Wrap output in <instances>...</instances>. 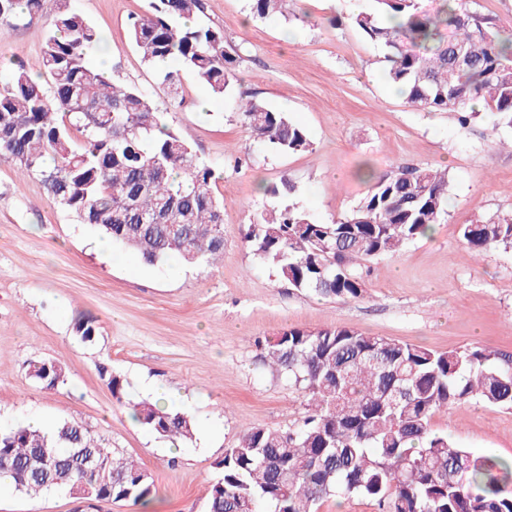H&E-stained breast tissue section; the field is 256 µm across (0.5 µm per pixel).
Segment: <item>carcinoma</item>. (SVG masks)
<instances>
[{"label": "carcinoma", "instance_id": "cac0c4a2", "mask_svg": "<svg viewBox=\"0 0 512 512\" xmlns=\"http://www.w3.org/2000/svg\"><path fill=\"white\" fill-rule=\"evenodd\" d=\"M50 2L0 0V19L50 20L37 60L0 86V158L39 176L61 207L150 264L171 255L188 266L223 258L224 214L212 167L168 130L145 91L118 84L91 63L100 42L93 25L65 0L52 12ZM284 2L252 0V10L273 16ZM375 2L378 11L353 23L387 48L388 79L411 107L452 112L464 127L481 103L512 126V38L472 18L459 0ZM201 9V0H150L149 13L129 28L174 100L181 78L167 67L173 57L214 94L232 87L236 55L223 33L192 23ZM450 45L463 46L471 65L455 66ZM33 69L49 79L50 91ZM239 116L255 141L279 153L311 146L304 127L260 99L241 101ZM157 129L163 137L153 136ZM366 180L367 193L340 221L322 224L293 204H278L249 225L246 244L298 290L359 297L362 262L393 255L440 223L449 186L447 172L416 165ZM142 215L153 223H141ZM460 238L476 255L512 248V217L463 224ZM257 348L261 364L303 394L308 415L295 430L250 428L226 449L208 512H317L331 495L364 497L378 512H512V465L457 446L431 424L436 411L467 399L511 409L512 357L478 347L433 351L348 326L290 329ZM28 375L53 389L64 383L65 368L36 360ZM100 375L122 399L123 380L104 366ZM129 406L162 438L194 436L191 417L158 401ZM45 448L56 458L51 467L42 463ZM89 456L102 471L87 466ZM0 479L28 496L65 488L133 506L154 487L149 473L75 421L55 423L50 435L28 425L0 430Z\"/></svg>", "mask_w": 512, "mask_h": 512}]
</instances>
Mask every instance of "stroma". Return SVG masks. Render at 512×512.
<instances>
[{
	"mask_svg": "<svg viewBox=\"0 0 512 512\" xmlns=\"http://www.w3.org/2000/svg\"><path fill=\"white\" fill-rule=\"evenodd\" d=\"M67 5L111 44L113 79L147 90L167 127L215 169L224 258L180 268L129 252L123 263L109 261L90 246L92 226L0 158V424L35 414L79 422L154 480L146 504L87 508L64 489L30 497L5 485L0 512H206L225 449L247 429L285 430L306 413L302 394L263 367L255 346L292 328L346 325L431 350L512 354V249L478 258L459 233L512 215V128L495 126L483 108L466 129L452 113L411 108L386 79L385 49L351 22L373 0H288L287 16L266 19L250 0H204L195 21L237 51L236 81L218 97L183 74L179 103L129 41V24L147 14L149 0ZM47 33L44 21L0 20V65L33 61ZM240 96L288 112L310 148L280 154L255 142L237 114ZM401 164L448 169L451 199L427 235L364 262L360 297L293 288L244 241L270 202L264 187L293 183L291 202L331 224L366 193L359 171L381 178ZM80 321L94 325L93 341L78 337ZM40 359L65 366V384L31 380L28 365ZM103 365L130 400H143L148 378L172 387L179 411L218 425L214 446L176 445L133 420L100 377ZM432 424L474 454L512 463V409L470 400L440 409Z\"/></svg>",
	"mask_w": 512,
	"mask_h": 512,
	"instance_id": "obj_1",
	"label": "stroma"
}]
</instances>
